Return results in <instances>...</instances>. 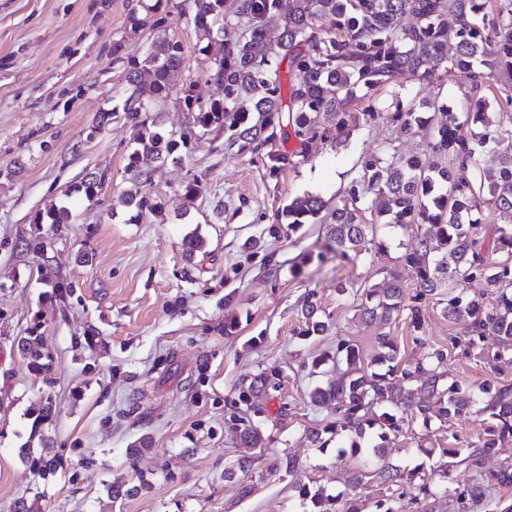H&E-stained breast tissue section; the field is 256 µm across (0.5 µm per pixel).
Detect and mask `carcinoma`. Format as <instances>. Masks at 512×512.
<instances>
[{
	"label": "carcinoma",
	"mask_w": 512,
	"mask_h": 512,
	"mask_svg": "<svg viewBox=\"0 0 512 512\" xmlns=\"http://www.w3.org/2000/svg\"><path fill=\"white\" fill-rule=\"evenodd\" d=\"M236 0L235 17L247 23L240 38L224 43L214 60L211 77L224 88V99L203 102L193 85L182 88V99L192 112L193 124L202 129L226 126L233 130L228 148L266 144L277 136L294 137L305 146L313 141L338 142L351 131L392 112V119L411 134L422 133L425 150L404 154L392 148L385 157L364 156L361 176L344 191L328 223L329 257H359L361 251L384 253L386 241L379 231L418 233L398 244L395 266L414 273L413 285L388 266L377 270L380 281L370 287L340 288L344 302L368 324L376 323L373 352L365 354L352 339L336 342L334 354L311 361L309 375L322 376L328 363L344 365L340 376L321 382L309 394L310 402L336 414L323 429L306 430L315 447L336 443V459L354 461L347 483L346 512H363L368 499L361 490L377 482L389 494L375 503L376 512H401L395 504L405 496L416 502L437 496L428 482H417L419 470H403L386 461L390 435L402 428L399 412L410 409L427 424H442L473 414L490 421L485 436L458 448L424 447L422 452L443 459L442 468L477 471L502 442L512 439V383L500 376L512 368V0ZM195 27L207 35L224 14V0H191ZM453 43H448V34ZM126 98L122 110L103 113L99 126L118 116L132 130L142 152L131 156L134 176H149L138 168L141 157L166 161L180 140L156 129L150 106L172 93L171 75L186 66L183 45L174 37L159 36L144 59L123 60ZM288 59V104L282 105L279 69L272 59ZM463 75L466 104L457 106L436 95L402 108L407 82L428 81L439 70ZM389 89L387 105L371 102L362 112L349 106L364 90ZM259 119L253 120V113ZM269 171L278 173L292 164V156L267 155ZM122 203L159 211L162 206L131 192ZM326 204L318 195L291 200L278 218L288 230L305 224L325 223ZM493 212L506 222L482 228L483 217ZM485 283L488 293L472 294L469 285ZM448 292H443V289ZM448 299H442V295ZM445 303L448 321L462 325L452 346L469 351L487 336L493 349L480 352L492 376L477 386L445 378L448 347L436 344L414 362L404 360L397 339L385 328L402 323L411 332L424 331L430 301ZM302 337L324 336L331 316L317 306L315 293L300 305ZM18 349L32 371L48 375L51 356L42 350L40 337L23 336ZM281 370L271 367L239 390L230 420L239 447L249 452L224 470V477L242 478L241 494L253 491L248 483L257 457L252 450L265 447L263 409L252 398L281 390ZM150 441L141 437L129 449L133 479H115L107 485L113 500L136 495L152 487L153 472L139 468ZM35 481L55 475L59 460L43 444L39 454L21 449ZM281 471L295 483L299 497L310 501L313 512H335L341 496L310 489L298 479L299 463L288 456ZM512 487V466L501 468L485 482L458 494L461 512L470 505L500 512L501 502L487 490Z\"/></svg>",
	"instance_id": "cac0c4a2"
}]
</instances>
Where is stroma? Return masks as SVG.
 Returning a JSON list of instances; mask_svg holds the SVG:
<instances>
[{
    "instance_id": "1",
    "label": "stroma",
    "mask_w": 512,
    "mask_h": 512,
    "mask_svg": "<svg viewBox=\"0 0 512 512\" xmlns=\"http://www.w3.org/2000/svg\"><path fill=\"white\" fill-rule=\"evenodd\" d=\"M133 13L148 27L132 30ZM240 31L217 25L204 36L189 0H0V512L21 497L35 498L39 512H310L276 470L290 454L311 486L333 495L344 489L347 466L335 448H315L304 437L334 415L311 405L316 380L303 365L335 350L340 336L371 350L375 327L355 321L337 285L375 283L377 265L391 264L401 237L393 235L387 254L372 262L322 263L325 225L281 229L278 214L306 193L335 205L361 156L390 142L412 153L422 139L381 117L337 144L305 149L291 137L225 151L228 131L194 128L180 95L190 83L203 101L222 98L211 62ZM164 34L182 43L187 66L151 113L166 132L189 139L176 160L148 161L144 181L128 167L135 149L129 127L97 123L125 96L114 54L144 60ZM273 151L293 154V165L270 173ZM93 173L105 181L89 198L77 188ZM190 184L198 194L189 201ZM127 192L160 201L161 212L122 205ZM66 202L70 223H36ZM194 232L206 246L189 263L182 242ZM35 235L45 240V253L25 249ZM56 282L70 293L55 306ZM311 291L337 326L322 340L295 334L298 305ZM429 311L420 344L406 326L393 331L406 359L445 344L449 379L483 380L486 363L449 345L460 324L444 317L440 303ZM231 318L238 326L228 332ZM32 329L53 358L50 376L30 371L17 349ZM271 366L281 370L282 394L259 401L268 414L267 443L255 489L243 497L237 482L224 478L240 453L229 407L241 385ZM47 398L53 416L43 434L60 466L38 490L21 449L33 433L31 409ZM485 429L467 416L449 428L407 416L389 458L421 467L439 490L433 505L414 502L407 512H459L456 495L476 473L460 469L443 478L438 459L420 448H451ZM144 435L151 449L142 464L156 473L151 489L111 500L106 484L128 475L127 450Z\"/></svg>"
}]
</instances>
